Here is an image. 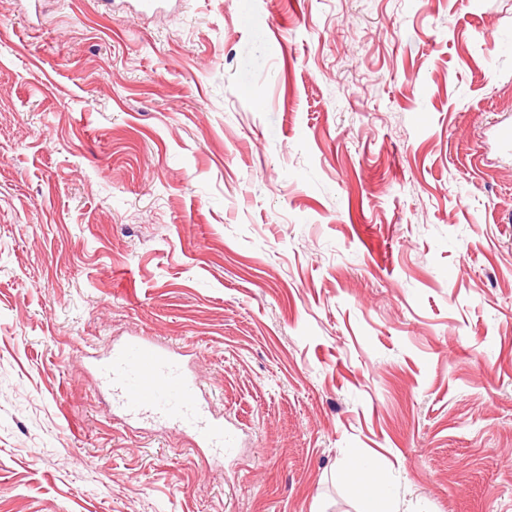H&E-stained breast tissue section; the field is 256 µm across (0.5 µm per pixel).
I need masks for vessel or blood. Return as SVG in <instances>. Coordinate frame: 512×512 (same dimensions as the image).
I'll use <instances>...</instances> for the list:
<instances>
[{"label":"vessel or blood","mask_w":512,"mask_h":512,"mask_svg":"<svg viewBox=\"0 0 512 512\" xmlns=\"http://www.w3.org/2000/svg\"><path fill=\"white\" fill-rule=\"evenodd\" d=\"M85 363L127 418L176 427L194 447L217 457L233 452L234 433L223 419L210 415L194 372L174 350L133 336L114 344L106 357L89 356Z\"/></svg>","instance_id":"vessel-or-blood-1"}]
</instances>
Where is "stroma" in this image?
<instances>
[{
    "label": "stroma",
    "instance_id": "35a3bbf8",
    "mask_svg": "<svg viewBox=\"0 0 512 512\" xmlns=\"http://www.w3.org/2000/svg\"><path fill=\"white\" fill-rule=\"evenodd\" d=\"M135 2L0 0V512H512V0ZM85 364L99 374L113 407L127 418L174 426L213 456L236 448L234 433L203 403L194 372L169 347L133 336L114 344L104 358L85 357Z\"/></svg>",
    "mask_w": 512,
    "mask_h": 512
}]
</instances>
